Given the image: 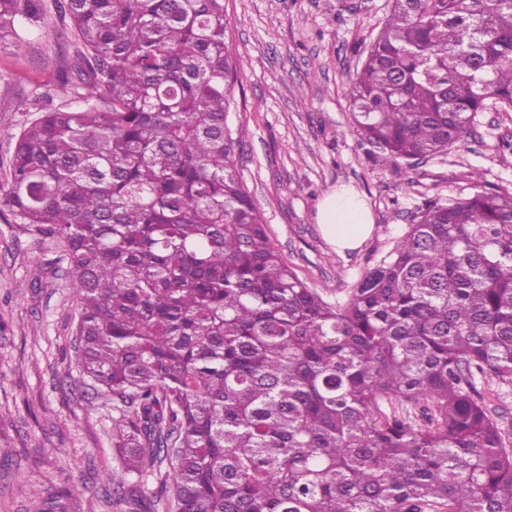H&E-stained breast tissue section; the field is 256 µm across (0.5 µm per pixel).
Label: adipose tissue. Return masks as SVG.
I'll return each instance as SVG.
<instances>
[{"label":"adipose tissue","instance_id":"1","mask_svg":"<svg viewBox=\"0 0 512 512\" xmlns=\"http://www.w3.org/2000/svg\"><path fill=\"white\" fill-rule=\"evenodd\" d=\"M317 220L325 239L337 250H354L370 236V211L354 188L341 186L328 192L318 210Z\"/></svg>","mask_w":512,"mask_h":512}]
</instances>
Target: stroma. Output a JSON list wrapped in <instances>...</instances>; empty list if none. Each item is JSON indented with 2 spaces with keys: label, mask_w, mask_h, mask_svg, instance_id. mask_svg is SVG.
I'll return each mask as SVG.
<instances>
[{
  "label": "stroma",
  "mask_w": 512,
  "mask_h": 512,
  "mask_svg": "<svg viewBox=\"0 0 512 512\" xmlns=\"http://www.w3.org/2000/svg\"><path fill=\"white\" fill-rule=\"evenodd\" d=\"M391 0H224L232 47L243 57L229 107L247 131L239 170L270 242L309 288L345 300L383 260L429 198L471 193L470 171L512 191V112L478 113L448 154L397 167L380 163L354 130L347 94L390 12ZM0 40V184L14 136L45 109L70 101L60 85L78 42L56 0L37 22ZM342 185L360 191L374 230L354 251L323 237L317 205ZM60 240L0 204V512H121L112 401L78 363V302ZM489 413L512 430V384L478 376Z\"/></svg>",
  "instance_id": "1"
}]
</instances>
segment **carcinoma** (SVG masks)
Returning a JSON list of instances; mask_svg holds the SVG:
<instances>
[{
    "instance_id": "obj_1",
    "label": "carcinoma",
    "mask_w": 512,
    "mask_h": 512,
    "mask_svg": "<svg viewBox=\"0 0 512 512\" xmlns=\"http://www.w3.org/2000/svg\"><path fill=\"white\" fill-rule=\"evenodd\" d=\"M40 0H0V38ZM76 100L14 135L3 202L65 245L82 372L166 512H512V193L431 199L330 304L271 244L227 123L224 0H59ZM348 95L384 164L512 109V0H393ZM426 407L427 425L382 404ZM474 385L489 413L504 428L512 430V384L501 383L495 378L482 377L476 373Z\"/></svg>"
}]
</instances>
